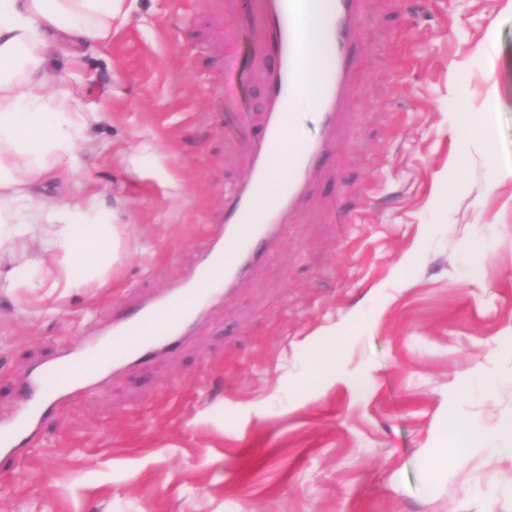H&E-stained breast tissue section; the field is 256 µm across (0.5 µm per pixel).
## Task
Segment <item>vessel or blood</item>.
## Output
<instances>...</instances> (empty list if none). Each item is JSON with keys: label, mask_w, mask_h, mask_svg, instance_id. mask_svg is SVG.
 Segmentation results:
<instances>
[{"label": "vessel or blood", "mask_w": 512, "mask_h": 512, "mask_svg": "<svg viewBox=\"0 0 512 512\" xmlns=\"http://www.w3.org/2000/svg\"><path fill=\"white\" fill-rule=\"evenodd\" d=\"M317 0H268L259 23L271 39L266 69L267 101L264 135L253 151L248 175L223 213L213 215L212 242L186 276L156 294L135 315H116L112 326L84 337L80 346L43 362L26 379L27 398L11 420L0 425V451L15 454L33 438L37 426L59 405L104 386L113 374L150 355L178 347L213 301L229 298L234 284L266 258L268 244L278 237L303 203L314 172L333 149L332 135L345 114L340 104L358 65L360 0H330V16L319 33L328 63L321 70L314 99L323 121V135L300 141L279 195L266 206L258 200L301 89L303 53L308 48L306 19Z\"/></svg>", "instance_id": "obj_1"}]
</instances>
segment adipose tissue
<instances>
[{"mask_svg": "<svg viewBox=\"0 0 512 512\" xmlns=\"http://www.w3.org/2000/svg\"><path fill=\"white\" fill-rule=\"evenodd\" d=\"M138 0H0V288L36 289L41 255L60 260V288L112 279L123 244L121 225L104 220L96 194L77 204L47 203L36 195L48 177L80 165L76 142L88 113L46 66L50 47L69 54L105 43ZM465 448H443V469L488 445L512 455V418L490 431L466 427Z\"/></svg>", "mask_w": 512, "mask_h": 512, "instance_id": "ef3b65f1", "label": "adipose tissue"}]
</instances>
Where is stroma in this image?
I'll return each instance as SVG.
<instances>
[{
    "mask_svg": "<svg viewBox=\"0 0 512 512\" xmlns=\"http://www.w3.org/2000/svg\"><path fill=\"white\" fill-rule=\"evenodd\" d=\"M338 155L265 262L181 349L134 365L0 455V512H512V455L440 470L448 418L512 417V0H364ZM268 40L238 0H138L46 67L96 113L85 165L127 242L101 288L0 292V420L37 364L170 287L262 130ZM466 108L480 123L457 133ZM462 179H454L455 170ZM348 341L307 384L325 335ZM486 376L461 404L451 387Z\"/></svg>",
    "mask_w": 512,
    "mask_h": 512,
    "instance_id": "stroma-1",
    "label": "stroma"
}]
</instances>
